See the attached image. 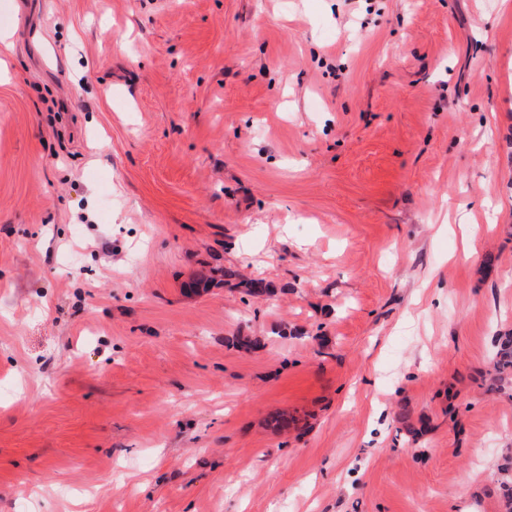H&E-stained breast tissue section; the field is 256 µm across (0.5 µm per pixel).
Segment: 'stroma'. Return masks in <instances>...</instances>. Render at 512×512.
<instances>
[{
  "mask_svg": "<svg viewBox=\"0 0 512 512\" xmlns=\"http://www.w3.org/2000/svg\"><path fill=\"white\" fill-rule=\"evenodd\" d=\"M2 31L0 512H502L512 0ZM218 267L273 296L192 287ZM495 380L499 390H505L512 384V336H503L493 360Z\"/></svg>",
  "mask_w": 512,
  "mask_h": 512,
  "instance_id": "35a3bbf8",
  "label": "stroma"
}]
</instances>
